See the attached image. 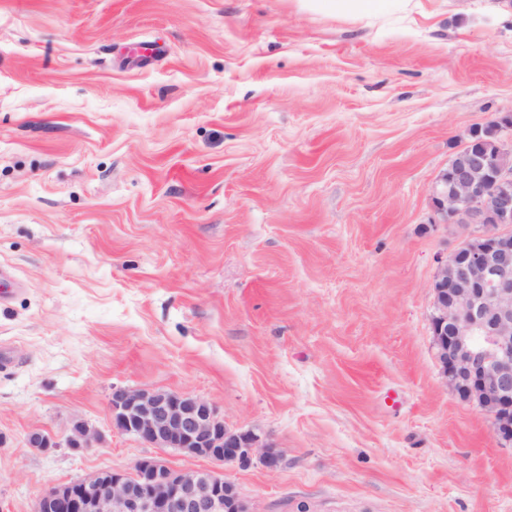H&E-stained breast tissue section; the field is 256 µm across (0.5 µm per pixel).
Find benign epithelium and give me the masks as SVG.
Instances as JSON below:
<instances>
[{"label":"benign epithelium","mask_w":512,"mask_h":512,"mask_svg":"<svg viewBox=\"0 0 512 512\" xmlns=\"http://www.w3.org/2000/svg\"><path fill=\"white\" fill-rule=\"evenodd\" d=\"M497 154H512V117L494 120ZM436 224H475L438 268L432 282V333L439 371L460 398L476 402L494 433L512 446V167L463 147L431 188ZM112 428L144 444L216 462L252 461L277 469L281 455L253 432L227 428L199 397L137 388L112 390ZM73 448L94 433L75 425ZM31 448L56 447L42 431ZM34 512H247L233 484L209 470L176 471L159 456L140 458L130 473L103 470L42 493Z\"/></svg>","instance_id":"obj_1"}]
</instances>
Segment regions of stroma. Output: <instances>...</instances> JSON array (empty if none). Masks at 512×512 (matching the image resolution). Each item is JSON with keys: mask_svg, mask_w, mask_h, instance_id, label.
<instances>
[{"mask_svg": "<svg viewBox=\"0 0 512 512\" xmlns=\"http://www.w3.org/2000/svg\"><path fill=\"white\" fill-rule=\"evenodd\" d=\"M507 8L0 0V507L151 455L110 421L133 387L280 451L164 452L248 512H512V447L441 377L430 290L474 231L433 223L435 178L512 115Z\"/></svg>", "mask_w": 512, "mask_h": 512, "instance_id": "1", "label": "stroma"}]
</instances>
